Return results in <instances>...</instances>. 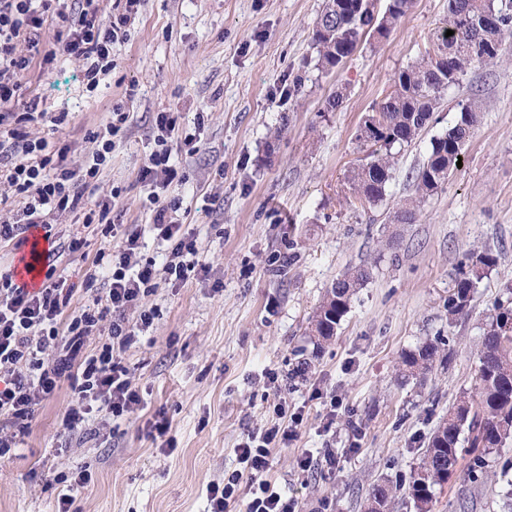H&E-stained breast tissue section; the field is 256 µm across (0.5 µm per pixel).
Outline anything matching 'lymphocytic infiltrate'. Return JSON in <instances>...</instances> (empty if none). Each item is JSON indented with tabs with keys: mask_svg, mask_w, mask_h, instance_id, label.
Returning a JSON list of instances; mask_svg holds the SVG:
<instances>
[{
	"mask_svg": "<svg viewBox=\"0 0 512 512\" xmlns=\"http://www.w3.org/2000/svg\"><path fill=\"white\" fill-rule=\"evenodd\" d=\"M141 0H124L123 11L105 19L100 0H0V185L7 186L16 207L12 220L0 222V244L25 245L31 230L51 231L53 218L76 211L82 195L78 184L97 180L112 162L113 139L129 119L121 108H113L103 133L94 138L96 147L85 166L67 163V147L51 149L30 136L29 126L47 121L49 111L38 100L19 103V92L31 65L50 70L57 58L83 62L88 87L94 88L113 66L114 43L126 41ZM51 29L53 42L40 50V34ZM22 111H15V104ZM155 148L138 172L141 184L171 185L178 171L171 162L173 144L187 154L200 149L197 135L183 133L179 116L159 112L154 116ZM120 197L110 190L101 201L97 216L87 217L84 232L59 242L45 263L47 271L39 288L17 281L13 272L0 274V454L10 451L30 427L37 406L52 396L62 383L71 382L73 395L66 413V427L74 431L90 413L118 419L141 406L139 390L124 353L140 333L152 327L156 313L143 308V300L160 282H183L200 265L202 254L196 238L184 230L177 217L178 198L163 199L151 193L152 226L166 245V261L156 266L142 252L140 225L113 223L112 209ZM102 234L107 240L111 268L107 286L90 303L74 306L75 290L65 279L56 278L54 264L63 254L81 251L88 235ZM137 311L128 321V311ZM110 320L107 341L94 349L86 343ZM276 423L249 434L237 457L252 479L246 512H296V503L267 479L271 448L295 439L303 422L300 413L275 404Z\"/></svg>",
	"mask_w": 512,
	"mask_h": 512,
	"instance_id": "obj_1",
	"label": "lymphocytic infiltrate"
}]
</instances>
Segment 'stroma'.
Instances as JSON below:
<instances>
[{"mask_svg": "<svg viewBox=\"0 0 512 512\" xmlns=\"http://www.w3.org/2000/svg\"><path fill=\"white\" fill-rule=\"evenodd\" d=\"M324 0H142L127 41L112 48L114 68L89 89L84 66L59 62L53 74L31 67L21 101L39 95L59 124L32 126L49 145L70 144V165L85 162L91 138L114 106L129 114L112 163L83 209L54 219L52 236L79 231L97 199L121 192L116 224L150 221L137 180L154 147L153 117L177 112L202 149L174 158L185 178L176 190L183 224L204 251L206 270L177 286L161 284L146 306L159 316L124 355L142 397L128 419L92 417L90 433L65 430L72 391L62 384L36 410L18 448L0 458V512H55L58 474L86 471L72 485L77 512H206V487L238 469L236 449L285 401L304 420L292 444L271 451L269 479L300 512H365L375 484L399 486L423 457L424 438L462 393L472 391L481 327L512 281V67L471 68L448 89L429 126L397 155L383 202H350L347 175L364 155L359 126L448 20V0H414L388 38H366L338 69L318 67L312 33ZM304 82L286 89L295 74ZM137 95L128 101V85ZM341 107L325 108L334 90ZM481 102V122L462 166L423 203L415 223L391 215L411 197V173L431 142L459 118L458 102ZM209 119L196 129L199 112ZM498 251L468 317L449 324L444 302L466 249ZM103 243L62 255L57 271L82 305L103 282L94 264ZM367 265L336 336L316 344L308 318L348 267ZM448 351L425 378H401L402 351L425 340ZM278 375L270 387L266 371ZM164 411L170 429L152 438L146 422ZM331 449L335 466L303 472V452ZM512 442L471 471L461 452L454 475L436 487L432 512H512L501 478Z\"/></svg>", "mask_w": 512, "mask_h": 512, "instance_id": "obj_1", "label": "stroma"}]
</instances>
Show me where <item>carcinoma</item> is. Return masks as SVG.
Masks as SVG:
<instances>
[{
    "label": "carcinoma",
    "mask_w": 512,
    "mask_h": 512,
    "mask_svg": "<svg viewBox=\"0 0 512 512\" xmlns=\"http://www.w3.org/2000/svg\"><path fill=\"white\" fill-rule=\"evenodd\" d=\"M412 3L389 0L376 22L359 0H325L313 33L321 69L340 67L374 25L391 33ZM487 11L499 14V25L485 28L477 22ZM447 29L454 34L447 37L443 30L436 33L432 49L397 73L391 92L372 107L360 126L357 139L371 151L350 170L348 184L364 205L374 206L384 199L392 179L394 149L410 145L429 125L449 87L459 84L476 65L495 68L512 63L503 54L505 43L512 42V14L499 8L495 0H448ZM480 111L475 97L460 104L457 123L433 140L429 155L412 175L414 200L397 208L395 223H414L419 205L448 183ZM499 259L490 248L473 247L464 252L444 305L448 326L471 313L479 284L498 266ZM370 276L369 267L362 265L337 277L309 317V335L319 342L336 335L353 297ZM474 354V392L461 395L448 406V415L425 441L420 466L409 475L406 492L418 512H430L433 488L454 474L461 448H469L471 467L477 471L485 467L486 455L512 440V282L503 285L502 298L483 324ZM446 359L444 350L432 340L401 354L407 377L423 378ZM393 497V488L385 483L376 485L370 494L383 512H390Z\"/></svg>",
    "instance_id": "obj_1"
}]
</instances>
